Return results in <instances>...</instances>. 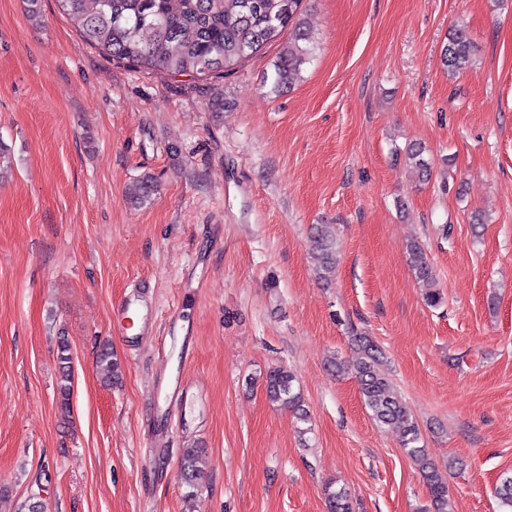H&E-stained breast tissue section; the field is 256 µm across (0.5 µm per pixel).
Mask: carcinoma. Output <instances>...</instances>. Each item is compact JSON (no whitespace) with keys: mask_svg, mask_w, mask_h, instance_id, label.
<instances>
[{"mask_svg":"<svg viewBox=\"0 0 512 512\" xmlns=\"http://www.w3.org/2000/svg\"><path fill=\"white\" fill-rule=\"evenodd\" d=\"M85 43L101 50L117 62L144 70H160L176 76L204 78L230 74L247 57L283 33L288 43L280 52L273 69L272 89L288 90L298 78L302 66L313 57L314 46L301 19L303 0H58ZM442 62L452 74L473 67V46L466 28L448 30L442 49ZM424 148L411 144L406 159L421 177L430 176V166L423 157ZM157 181L149 173L138 178L130 192V201L141 205L151 199ZM310 254L316 269L324 276L336 269V236L330 225L318 224L310 237ZM408 258L424 299L432 307L442 302L437 276L419 243L408 246ZM355 352L349 361L337 358L329 363L335 372H349L356 378L365 407L373 420L393 430L401 447L418 468L430 496L429 512H448V486L438 475V467L422 445L418 422L407 411L401 398L391 389L382 371V352L368 336L354 337ZM58 408L70 413L72 388V348L68 337L57 341ZM96 365L103 385L116 384L121 366L112 348L103 343ZM269 402L291 411L306 434L310 421L295 374L286 366L269 368L263 376ZM205 451L185 448L180 460V474L192 499L198 490V478ZM494 495L503 512H512V476L505 475L495 487ZM327 512H354L353 501L342 489L328 485L324 489Z\"/></svg>","mask_w":512,"mask_h":512,"instance_id":"obj_1","label":"carcinoma"}]
</instances>
